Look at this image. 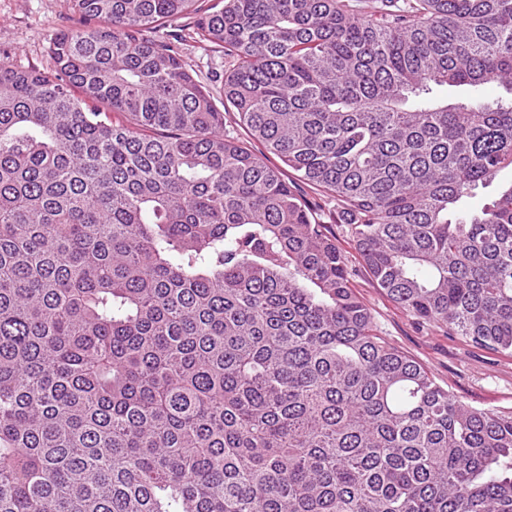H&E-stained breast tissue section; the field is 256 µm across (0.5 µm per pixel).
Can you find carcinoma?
<instances>
[{
  "label": "carcinoma",
  "instance_id": "1",
  "mask_svg": "<svg viewBox=\"0 0 512 512\" xmlns=\"http://www.w3.org/2000/svg\"><path fill=\"white\" fill-rule=\"evenodd\" d=\"M66 2L48 67L0 63V512H512V411L378 336L224 135L336 203L391 301L512 357V182L460 207L512 167V0ZM186 41H183L180 48L182 58L191 70L195 79L209 92V95L216 108L224 111V55L205 47L189 38L187 33ZM224 134L238 140L241 144L250 148L254 153L260 156L259 152L262 147L249 137L246 129L239 123L232 112L224 113Z\"/></svg>",
  "mask_w": 512,
  "mask_h": 512
}]
</instances>
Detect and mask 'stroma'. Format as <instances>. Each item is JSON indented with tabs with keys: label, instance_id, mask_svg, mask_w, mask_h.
Listing matches in <instances>:
<instances>
[{
	"label": "stroma",
	"instance_id": "35a3bbf8",
	"mask_svg": "<svg viewBox=\"0 0 512 512\" xmlns=\"http://www.w3.org/2000/svg\"><path fill=\"white\" fill-rule=\"evenodd\" d=\"M75 25L64 0H0V60L8 59L23 68H45L50 63L53 37ZM181 54L216 108L223 109V54L190 38L182 42ZM302 195L308 208L324 222L327 234L345 247L350 279L370 310L378 335L422 364L462 404L512 411V357L449 335L392 302L350 248L348 227L334 205L308 188Z\"/></svg>",
	"mask_w": 512,
	"mask_h": 512
}]
</instances>
